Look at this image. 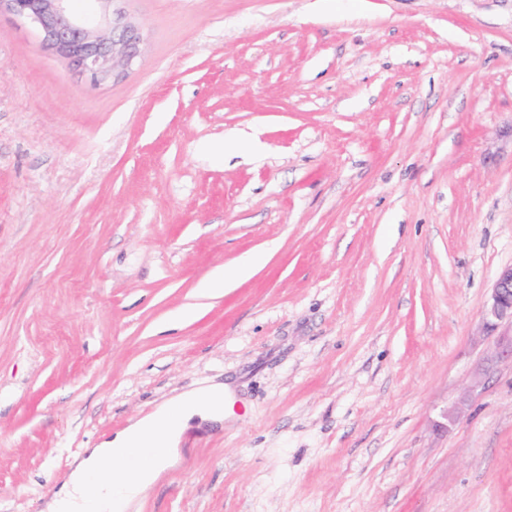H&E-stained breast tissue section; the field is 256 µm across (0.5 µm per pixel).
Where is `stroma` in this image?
Masks as SVG:
<instances>
[{
	"mask_svg": "<svg viewBox=\"0 0 512 512\" xmlns=\"http://www.w3.org/2000/svg\"><path fill=\"white\" fill-rule=\"evenodd\" d=\"M121 7L100 86L0 19V512L221 382L132 512H512V364L442 424L512 264V0ZM258 262L259 259L254 257L246 261L241 266H236L230 276L226 274L225 269H220L213 275V277L205 284L204 287L212 291H221L223 290L224 285H226L231 279L241 278L249 275L253 270L252 267L258 264Z\"/></svg>",
	"mask_w": 512,
	"mask_h": 512,
	"instance_id": "stroma-1",
	"label": "stroma"
}]
</instances>
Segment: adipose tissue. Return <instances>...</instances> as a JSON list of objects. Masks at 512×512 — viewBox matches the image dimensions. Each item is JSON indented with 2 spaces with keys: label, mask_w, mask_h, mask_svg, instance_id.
I'll return each instance as SVG.
<instances>
[{
  "label": "adipose tissue",
  "mask_w": 512,
  "mask_h": 512,
  "mask_svg": "<svg viewBox=\"0 0 512 512\" xmlns=\"http://www.w3.org/2000/svg\"><path fill=\"white\" fill-rule=\"evenodd\" d=\"M225 399L224 385L198 387L166 400L111 441L84 449L47 512H131L177 462L192 421H223Z\"/></svg>",
  "instance_id": "ef3b65f1"
}]
</instances>
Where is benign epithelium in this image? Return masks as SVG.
<instances>
[{"instance_id":"benign-epithelium-1","label":"benign epithelium","mask_w":512,"mask_h":512,"mask_svg":"<svg viewBox=\"0 0 512 512\" xmlns=\"http://www.w3.org/2000/svg\"><path fill=\"white\" fill-rule=\"evenodd\" d=\"M81 9L75 0H0V15L28 25L40 49L67 61L76 74L94 84L121 79L140 54L141 28L115 7L118 0H87ZM481 329L495 333V343L471 384L444 412L456 422L471 395L493 366L512 363V265L500 270L482 313Z\"/></svg>"}]
</instances>
